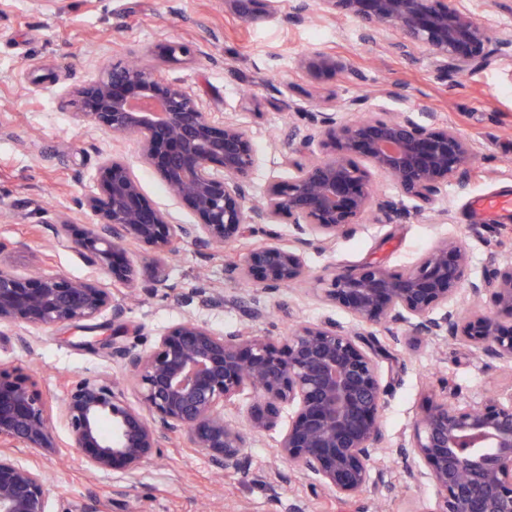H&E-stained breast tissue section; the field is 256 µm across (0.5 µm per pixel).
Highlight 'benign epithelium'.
<instances>
[{"label":"benign epithelium","mask_w":512,"mask_h":512,"mask_svg":"<svg viewBox=\"0 0 512 512\" xmlns=\"http://www.w3.org/2000/svg\"><path fill=\"white\" fill-rule=\"evenodd\" d=\"M224 8L244 26L275 18L267 0H224ZM315 15L352 17L361 22L363 39L394 54L425 46L443 82L475 74L512 48V39L492 36L459 0H299L286 20L296 24ZM388 31L397 38H386ZM299 68L320 82L343 65L315 51L299 60ZM73 101L77 118L137 141L136 162L120 151L101 160L95 191L79 201L90 223L72 235L74 218L56 220L58 243L104 272L110 284L33 275L0 260L1 327L23 323L44 331L110 309L118 336L123 309L112 286L155 293L170 287L167 256L176 246L222 247L258 232L269 242L226 264L225 278L267 293L298 285L311 276L307 252L332 248L373 210L388 224L444 214L435 209L443 188L450 181L466 184L477 162L471 141L452 126L424 125L408 113L342 120L336 112H312L308 126L290 130L297 141L296 158L288 160L295 175L270 181L256 202L257 155L249 125L229 117L217 121L158 65H106L101 77L73 92ZM136 163L159 174L195 221L185 224L152 206ZM377 174L389 176L416 205L409 209L401 199L380 197ZM285 219L293 234L280 243L266 226ZM132 244L156 253L142 270L124 260ZM321 299L347 311L355 326L325 320L300 323L282 337L224 336L190 317L158 336L148 353L112 343V357L121 360L127 382L139 393L138 407L123 400L122 389L89 379L77 380L52 406L29 375L0 370V512H52L50 482L12 454L19 445L53 455L66 448L92 472H134L179 436L216 469L243 470L245 438L224 420V408L247 390L258 398L250 427L278 431L276 455L314 486L355 502L380 482L374 464L387 444L380 416L390 388L380 378L378 352L366 340L371 329L383 330L395 347L405 334L512 364V324L501 321L512 319L511 254L473 279L467 248L448 238L402 274L376 263L336 269ZM195 301L235 306L239 298L203 282L184 299L187 305ZM242 311L252 322L267 317L256 296ZM285 411L288 424L279 430ZM55 418L68 427L64 448L52 428ZM398 454L417 460L406 467L408 481L425 479L435 488L428 512H512V385L479 402L459 400L445 378L428 386Z\"/></svg>","instance_id":"7a95c632"}]
</instances>
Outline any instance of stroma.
I'll use <instances>...</instances> for the list:
<instances>
[{
  "label": "stroma",
  "instance_id": "1",
  "mask_svg": "<svg viewBox=\"0 0 512 512\" xmlns=\"http://www.w3.org/2000/svg\"><path fill=\"white\" fill-rule=\"evenodd\" d=\"M294 0H270L275 20L241 25L221 0H0V254L19 269L53 272L70 278L90 275L80 256L58 245L54 222L76 212L78 198L94 191L101 155L114 150L135 157L134 137L114 138L90 121L78 120L68 102L75 89L95 80L103 63L137 58L160 64L163 73L195 93L208 111L248 122L259 157L253 194L261 196L269 180L292 176L287 157L291 126H306L309 113L330 99H363L364 109L385 106L388 115L414 112L418 119L457 128L474 143L475 172L463 186L449 183L437 202L445 219L418 217L387 224L377 217L339 237L327 251L306 256L313 277L281 289L267 300L269 316L256 332L285 336L299 322L353 320L320 298L319 276L337 267L377 263L399 273L439 240L455 237L471 257V275H485L501 257L500 243L512 241V212L479 218L467 203L480 194L512 196V54L473 75L448 84L429 66L425 47L399 56L361 41L351 17H325L291 26L280 22ZM186 44L194 53L161 61L167 45ZM312 51L335 56L344 65L321 82L299 70V58ZM390 83L403 94L382 102ZM291 101L284 110L283 101ZM232 246L200 251L181 246L169 257L172 290L140 293L122 319L125 336L112 335V314L36 334L21 343L15 328L0 329V367L33 374L49 404H57L72 381L88 378L122 382L126 370L112 358L119 343L150 351L157 336L193 317L230 336L245 321L235 307L184 306L199 274L216 289L249 297L253 288L224 278ZM391 386L381 424L392 442L409 435L419 411L423 387L450 374L451 387L464 401H477L512 382V368L473 358L434 341L411 338L393 356L379 360ZM247 471L218 472L203 454L172 442L160 458L133 473H92L76 454L55 456L18 449L19 459L45 471L53 512H377L381 500L402 512H424L435 490L430 483H406L405 463L391 445L377 465L383 474L377 491L347 504L330 491H313L309 479L292 473L275 454L273 434L251 435Z\"/></svg>",
  "mask_w": 512,
  "mask_h": 512
}]
</instances>
